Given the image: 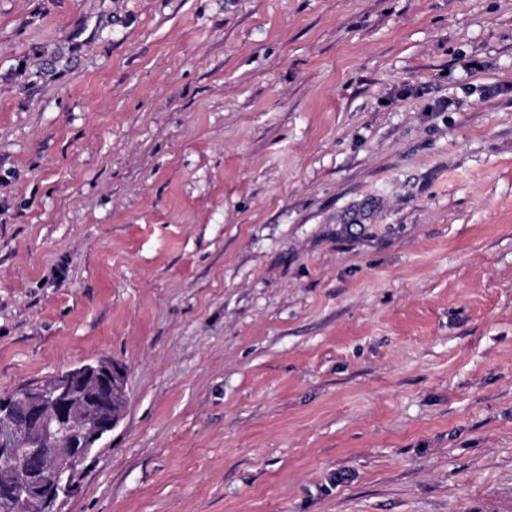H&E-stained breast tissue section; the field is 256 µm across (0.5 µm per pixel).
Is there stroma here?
I'll return each instance as SVG.
<instances>
[{
    "instance_id": "obj_1",
    "label": "stroma",
    "mask_w": 512,
    "mask_h": 512,
    "mask_svg": "<svg viewBox=\"0 0 512 512\" xmlns=\"http://www.w3.org/2000/svg\"><path fill=\"white\" fill-rule=\"evenodd\" d=\"M99 359L68 512H512V0H0V397Z\"/></svg>"
}]
</instances>
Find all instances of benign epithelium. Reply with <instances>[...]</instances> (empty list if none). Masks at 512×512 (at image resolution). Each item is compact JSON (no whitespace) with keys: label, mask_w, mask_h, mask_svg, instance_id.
<instances>
[{"label":"benign epithelium","mask_w":512,"mask_h":512,"mask_svg":"<svg viewBox=\"0 0 512 512\" xmlns=\"http://www.w3.org/2000/svg\"><path fill=\"white\" fill-rule=\"evenodd\" d=\"M127 372L108 361L84 365L49 384L25 387L0 413V481L17 485L23 512H64L81 489L92 450L123 417ZM112 401L97 409V396Z\"/></svg>","instance_id":"benign-epithelium-1"}]
</instances>
